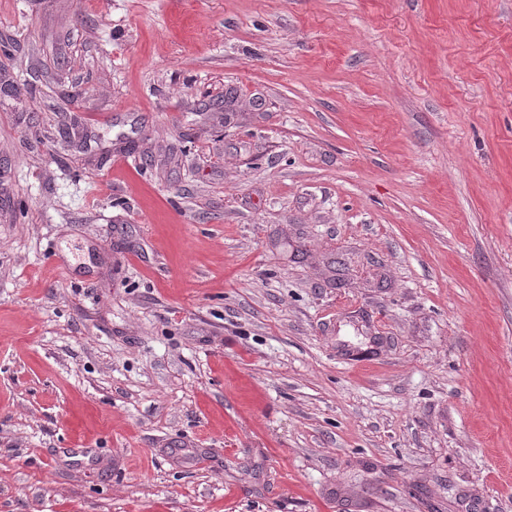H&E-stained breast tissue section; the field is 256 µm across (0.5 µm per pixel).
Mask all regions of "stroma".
<instances>
[{"label": "stroma", "mask_w": 512, "mask_h": 512, "mask_svg": "<svg viewBox=\"0 0 512 512\" xmlns=\"http://www.w3.org/2000/svg\"><path fill=\"white\" fill-rule=\"evenodd\" d=\"M512 512V0H0V512Z\"/></svg>", "instance_id": "stroma-1"}]
</instances>
